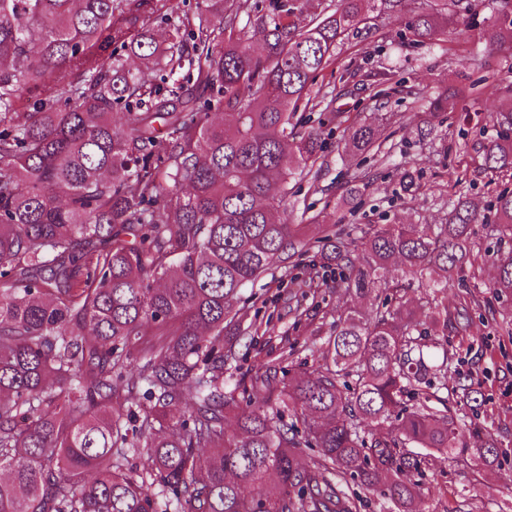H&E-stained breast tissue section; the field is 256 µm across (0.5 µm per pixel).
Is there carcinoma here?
<instances>
[{"instance_id": "carcinoma-1", "label": "carcinoma", "mask_w": 512, "mask_h": 512, "mask_svg": "<svg viewBox=\"0 0 512 512\" xmlns=\"http://www.w3.org/2000/svg\"><path fill=\"white\" fill-rule=\"evenodd\" d=\"M295 2L238 30L233 0H203L196 29L160 41L166 0H0V512H159L153 486L184 512H359L349 479L411 512L420 488L403 476L435 454H503L448 395L402 406L448 378V355L428 356L422 337L448 335L440 294L485 222L471 202L458 196L440 224H316L318 238L272 219V183L287 193L323 152L294 116L370 0H341L305 30ZM459 2L416 15L415 41L433 40ZM492 3L488 41L511 44L512 0ZM126 56L172 75L194 66L210 97L180 85L162 98ZM504 97L482 166L512 173V87ZM121 102L136 111L118 124ZM349 148L379 150L374 129L355 128ZM494 210L512 236V191ZM318 244L372 313L336 314L321 369L278 382L258 370L224 392L241 290ZM395 260L424 289L425 327L387 276ZM496 266L491 288L511 294L512 254ZM433 269L444 280L427 281ZM137 421L151 431L142 471L126 454ZM302 446L317 459L300 463Z\"/></svg>"}]
</instances>
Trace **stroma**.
<instances>
[{
  "instance_id": "stroma-1",
  "label": "stroma",
  "mask_w": 512,
  "mask_h": 512,
  "mask_svg": "<svg viewBox=\"0 0 512 512\" xmlns=\"http://www.w3.org/2000/svg\"><path fill=\"white\" fill-rule=\"evenodd\" d=\"M431 0H376L345 38L333 64L316 79L325 102L299 113L317 131L324 150L312 172L288 182L283 202L292 223L316 216L339 224H439L448 204L466 195L486 221L473 227L477 277L449 289V320L468 312L469 331L449 329L448 387L463 383L483 402L476 420L501 444L497 463L484 466L437 456L409 479L421 487L416 512H512V296L494 293L496 258L512 254V240L494 229L497 193L512 190V177L481 169L483 145L496 138L491 115L512 85V48H492L486 33L496 14L491 0H460L447 28L416 45L408 24ZM448 92V108L429 109L435 93ZM372 126L383 142L378 153L355 154L346 146L349 128ZM411 170L416 187L404 192L401 175ZM370 180L356 197L346 195L359 173ZM317 250L297 257L296 272L281 266L247 286L241 303L248 316L235 356L224 365V388L270 363L291 371L321 364L326 338L338 311L370 312L369 301L339 286L312 287Z\"/></svg>"
}]
</instances>
